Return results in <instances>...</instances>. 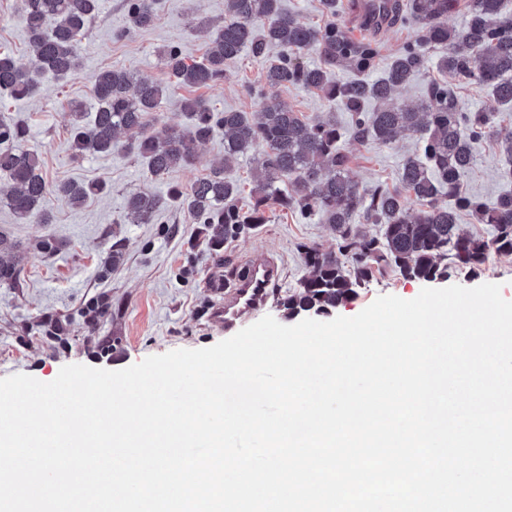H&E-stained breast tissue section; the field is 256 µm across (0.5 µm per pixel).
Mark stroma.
I'll return each mask as SVG.
<instances>
[{
    "label": "stroma",
    "instance_id": "1",
    "mask_svg": "<svg viewBox=\"0 0 512 512\" xmlns=\"http://www.w3.org/2000/svg\"><path fill=\"white\" fill-rule=\"evenodd\" d=\"M282 4L303 24L323 26L333 20L353 39L369 35L352 0H339L332 19L323 12L320 0H282ZM155 10L154 24L135 31L124 0H100V10L81 43L83 66L76 78L64 83L44 78L38 97L31 101L0 96V121L25 126L24 145L39 155L48 181H96L104 186L102 193L79 208L48 197L51 223L34 224L20 220L4 202L8 183L0 177V231L14 243L19 264L17 283L0 285V378L22 373L50 382L69 364L120 370L174 349L212 346L267 315L288 324L282 302L307 273L301 245L325 251L338 248L330 225L316 217L300 220L294 211L275 205L267 210L265 223L225 239L218 247L209 242L202 224L176 207L142 224L127 223L124 205L130 192L167 195L172 187H185L204 177L224 159L220 133L198 146L193 165L158 178L150 176L143 162L132 155L116 151L81 157L74 149L70 104L82 102L87 113H94L91 76L95 71L124 67L138 77L166 83L162 51L175 46L186 61L203 60L207 44L198 23L222 22L224 0H156ZM419 33L418 24L411 20L380 32L378 57L362 71V78L378 79L391 57ZM0 51L11 53L20 64L31 62L18 0H0ZM264 68L249 52H241L225 63L223 81L197 90L196 95L219 112L252 110L255 101L245 89L262 85ZM267 95L309 119L332 114L339 125L349 124L348 112L330 108L320 94L288 87L270 89ZM342 146L350 158L346 174L363 190L396 184L403 161L418 151L415 137L408 132L388 147L363 143L349 134ZM505 170L494 139H483L475 146V163L462 176L461 187L470 194L495 198L512 191V178ZM49 237L61 242L59 251H40V241ZM116 242L122 245L123 260L109 275H102L103 262ZM259 255L277 260L281 268L275 296L265 307L243 315L235 327L225 326L213 316L223 296L211 283L218 280L225 290L232 289ZM447 282L469 288L497 283L503 298L512 301V256L492 257L479 274L459 273ZM424 286V281L383 268L335 313L355 316L381 295L410 300ZM102 296L110 303V313L97 320L87 306ZM43 319L61 323L59 337L32 332V325Z\"/></svg>",
    "mask_w": 512,
    "mask_h": 512
}]
</instances>
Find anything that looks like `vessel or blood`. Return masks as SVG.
<instances>
[{
  "instance_id": "obj_1",
  "label": "vessel or blood",
  "mask_w": 512,
  "mask_h": 512,
  "mask_svg": "<svg viewBox=\"0 0 512 512\" xmlns=\"http://www.w3.org/2000/svg\"><path fill=\"white\" fill-rule=\"evenodd\" d=\"M277 279L278 265L273 259L265 257L255 260L248 277L239 281L233 293L216 307V315L230 324L244 313L263 307Z\"/></svg>"
}]
</instances>
